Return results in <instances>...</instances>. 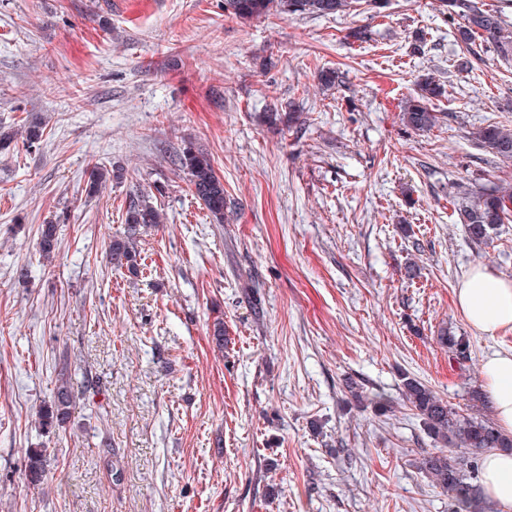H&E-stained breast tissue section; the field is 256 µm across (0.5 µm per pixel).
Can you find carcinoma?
<instances>
[{
	"label": "carcinoma",
	"mask_w": 512,
	"mask_h": 512,
	"mask_svg": "<svg viewBox=\"0 0 512 512\" xmlns=\"http://www.w3.org/2000/svg\"><path fill=\"white\" fill-rule=\"evenodd\" d=\"M448 14L457 18L456 38L470 45L478 38L495 42L503 56H512V35L505 33L503 18L498 10L485 9L477 0H446ZM350 0H224V12L239 19L266 16L273 12L302 17H323L345 12ZM442 96V88L431 79L424 80L417 99L410 102L403 114L406 126L415 131H430L441 119V113L431 106L432 100ZM262 122L271 129H300L303 121L292 107L281 112H266ZM45 128L37 123L23 126V146L38 148ZM477 143L502 163L512 162V128L489 126L475 133ZM177 164L187 171L195 199L200 201L215 220L222 224L227 219L228 202L224 183L216 174L207 154L194 147L185 148L177 157ZM108 169L95 164L89 173V191L96 192L106 181ZM459 221L472 241L487 244L493 240L497 226L512 217V186L505 183L489 189L466 187L456 200ZM162 223L161 209L151 196L142 192L129 200L124 217V232L112 239L107 258L115 269H125L135 275L139 271L138 242L143 232ZM58 224L50 221L39 228V255L46 261L55 258L58 250ZM440 344L448 348V358L462 364L470 358V341L464 335L456 336L446 330L438 336ZM400 399L378 391L370 404L379 416H387L401 404L412 411L421 422L424 435L433 448L420 453L419 471L430 479L431 485L450 495L449 512H485L480 487L473 483L474 462L485 452L498 449L512 451V436L503 433L487 415L473 412L486 405L487 396L478 389L469 392L472 411L467 412L445 402L429 386L409 373L402 375ZM74 403L70 385L56 387L52 400L43 406L39 424L56 427L66 422ZM28 476L33 482L41 480L46 466L42 448L27 451Z\"/></svg>",
	"instance_id": "carcinoma-1"
}]
</instances>
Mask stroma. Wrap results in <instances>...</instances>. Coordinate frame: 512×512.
I'll list each match as a JSON object with an SVG mask.
<instances>
[{
    "mask_svg": "<svg viewBox=\"0 0 512 512\" xmlns=\"http://www.w3.org/2000/svg\"><path fill=\"white\" fill-rule=\"evenodd\" d=\"M455 27L440 0L250 20L224 0H0V129L46 126L39 149L0 150V512H448L418 421L354 407L347 382L395 396L408 372L463 407L512 349L455 304L474 267L512 279V222L476 244L452 205L458 184H512L472 138L512 128V58L480 38L458 70ZM427 75L443 119L417 133L402 112ZM290 103L302 132L259 123ZM188 146L224 182L225 223L171 162ZM97 162L124 177L90 197ZM143 189L166 220L136 277L105 250ZM444 328L469 336L465 366ZM62 370L75 404L46 432ZM58 226L52 221L41 224L39 228L38 248L43 260L52 261L55 258L59 244Z\"/></svg>",
    "mask_w": 512,
    "mask_h": 512,
    "instance_id": "obj_1",
    "label": "stroma"
}]
</instances>
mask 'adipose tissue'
<instances>
[{
	"label": "adipose tissue",
	"instance_id": "1",
	"mask_svg": "<svg viewBox=\"0 0 512 512\" xmlns=\"http://www.w3.org/2000/svg\"><path fill=\"white\" fill-rule=\"evenodd\" d=\"M457 306L477 332L493 336L512 329V280L478 266L456 291ZM484 386L500 428L512 434V350L497 351L483 362ZM481 488L502 512H512V453L491 450L481 460Z\"/></svg>",
	"mask_w": 512,
	"mask_h": 512
}]
</instances>
